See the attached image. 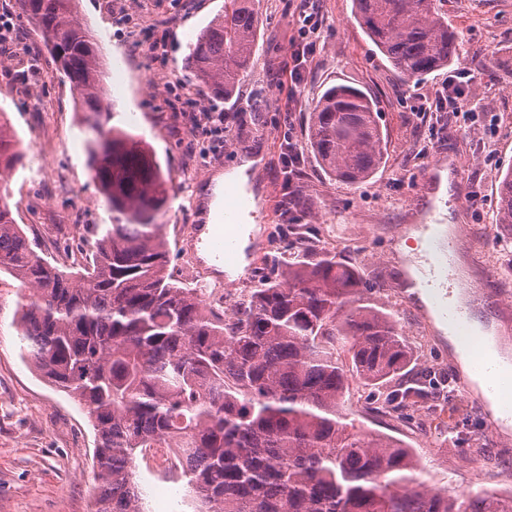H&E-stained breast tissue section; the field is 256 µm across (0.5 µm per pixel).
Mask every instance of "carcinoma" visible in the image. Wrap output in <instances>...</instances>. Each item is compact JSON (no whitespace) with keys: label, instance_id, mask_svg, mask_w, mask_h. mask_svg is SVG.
Listing matches in <instances>:
<instances>
[{"label":"carcinoma","instance_id":"obj_1","mask_svg":"<svg viewBox=\"0 0 512 512\" xmlns=\"http://www.w3.org/2000/svg\"><path fill=\"white\" fill-rule=\"evenodd\" d=\"M366 36L407 80L461 57L447 0H352ZM80 98L92 179L111 213L85 243L89 265L63 270L39 255L0 191V275L21 288L15 324L35 368L88 413L95 430V512H142L138 450L168 443L201 512H512V496L451 495L428 484L414 454L363 433L342 412L352 383L378 389L412 350L396 317L361 302L355 267L306 245L233 305L209 313L168 271L162 218L168 180L150 145L109 125L101 48L80 0H13ZM255 0H224L188 44L182 71L234 112L255 53ZM308 142L332 180L355 186L381 167L376 105L347 84L310 112ZM0 122V172L22 163ZM496 223L512 231V168L498 185ZM421 382L385 399L402 411Z\"/></svg>","mask_w":512,"mask_h":512}]
</instances>
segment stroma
Listing matches in <instances>:
<instances>
[{"label":"stroma","mask_w":512,"mask_h":512,"mask_svg":"<svg viewBox=\"0 0 512 512\" xmlns=\"http://www.w3.org/2000/svg\"><path fill=\"white\" fill-rule=\"evenodd\" d=\"M299 0H257L258 50L238 87L241 101L263 100L260 112L212 121L222 101L204 99L181 81L187 44L224 7V0H80L104 48L103 66L133 71L124 93L114 95L113 121L143 136L169 174L170 200L163 217L170 242L169 271L183 267L180 230L206 221L215 179L243 169L237 186L253 206L234 287L248 290L260 272L287 256L294 236L283 224L327 242L360 272L363 301L394 311L415 349L410 371L436 373L444 394L386 417L366 412L370 392L355 386L344 412L357 429L380 432L414 448L433 485L452 494L512 477V429L491 425L482 396L462 389V374L432 308L406 290L417 260L397 249L410 231L454 225L470 244L456 274L467 309L492 329L502 354L512 358V234L496 222L498 178L512 166V0H448V22L460 34L461 65L472 73L471 128L456 127L444 112H425L448 80L439 70L407 81L383 59L354 18L352 0H314L322 37L299 85L284 71L299 37ZM12 38L0 47V110L7 112L26 153L5 185L13 216L45 257L64 264L63 226L106 224L110 214L92 182L78 95L63 81L39 36L0 0V27ZM344 83L369 90L385 135V163L364 183L331 180L308 145L309 113L326 88ZM296 146V166L306 200L293 211L282 202L284 155ZM455 166L449 194L433 189L434 176ZM19 290L0 278V512H94L95 431L85 410L43 378L24 358L12 324ZM144 512H179L191 504L184 481L157 482L138 466Z\"/></svg>","instance_id":"1"}]
</instances>
